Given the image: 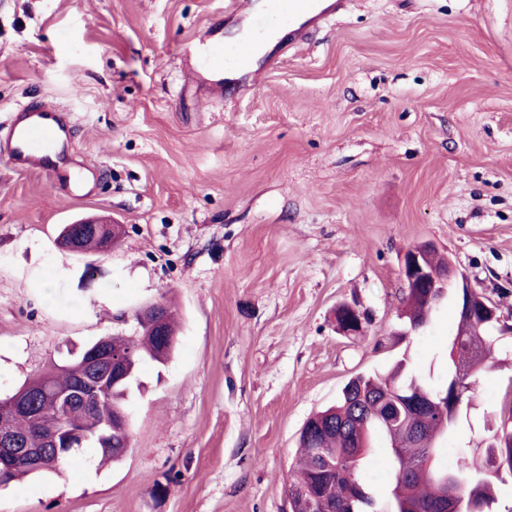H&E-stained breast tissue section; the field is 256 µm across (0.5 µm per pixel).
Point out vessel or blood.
Here are the masks:
<instances>
[{
    "instance_id": "b4317fda",
    "label": "vessel or blood",
    "mask_w": 512,
    "mask_h": 512,
    "mask_svg": "<svg viewBox=\"0 0 512 512\" xmlns=\"http://www.w3.org/2000/svg\"><path fill=\"white\" fill-rule=\"evenodd\" d=\"M351 0H268L265 14H255L252 0H230L228 11L239 16L248 28H275L288 25L295 43H303L309 28L327 23L347 12ZM203 68L215 80H223L225 70L256 73V44L246 37L227 44L211 32L199 37ZM5 163L13 171L45 174L53 186L81 196L88 192L97 167L75 159L69 150V130L57 107L41 103L20 108L8 125Z\"/></svg>"
}]
</instances>
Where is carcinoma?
Wrapping results in <instances>:
<instances>
[{
	"label": "carcinoma",
	"mask_w": 512,
	"mask_h": 512,
	"mask_svg": "<svg viewBox=\"0 0 512 512\" xmlns=\"http://www.w3.org/2000/svg\"><path fill=\"white\" fill-rule=\"evenodd\" d=\"M80 230L79 250L108 253L102 240L80 224H64L61 231ZM401 316L410 328L428 325L434 313V301L419 288L405 289ZM168 343L163 345L151 326L143 324L130 336L101 338L84 348L102 343L113 352L126 356L129 378L112 383V389L66 406L56 402V394L89 376L82 355L65 364L53 363L39 374L25 380L11 397H29L36 401L38 421L30 423L23 415L17 420L25 436L24 447L44 448L57 432L91 433L104 418L130 416L128 399L139 388L138 371L145 361L165 364L177 345L173 311L163 306ZM499 316L489 315L469 328V335L454 336L448 344V378L439 383L425 382L406 371V359H400L391 373L358 375L345 385L336 405L316 413L306 423L311 435L299 436L298 475L288 488L291 512H381L368 489L363 462L371 448L372 436L381 432L387 439L386 464L391 474L389 493L392 512H471L479 503L483 510L496 503L497 482L502 474L512 475V428L501 422L488 429L484 446H448L460 412L469 407L473 395L472 378L491 354L497 336L487 330L498 323ZM419 385L432 395L448 394V417L432 410L402 409L399 423L388 428L381 422L382 401H394L399 392ZM92 448L103 462L118 463L125 454L109 449L108 441L97 436L70 450L64 458L55 454L34 460L19 459L5 468L0 465V486L23 477L59 475L83 449ZM479 453L482 465L472 470L468 459Z\"/></svg>",
	"instance_id": "obj_1"
}]
</instances>
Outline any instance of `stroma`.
I'll list each match as a JSON object with an SVG mask.
<instances>
[{"label":"stroma","mask_w":512,"mask_h":512,"mask_svg":"<svg viewBox=\"0 0 512 512\" xmlns=\"http://www.w3.org/2000/svg\"><path fill=\"white\" fill-rule=\"evenodd\" d=\"M226 0H0V153L11 112L60 108L90 195L0 163V395L67 351L132 334L142 303L181 327L144 364L132 448L0 487V512H289L301 430L358 375L448 374L453 300L400 319L406 249L433 243L506 333L451 438L512 412V0H353L259 58L250 91L192 78ZM114 217L109 254L61 225ZM368 318L336 330V308Z\"/></svg>","instance_id":"35a3bbf8"}]
</instances>
